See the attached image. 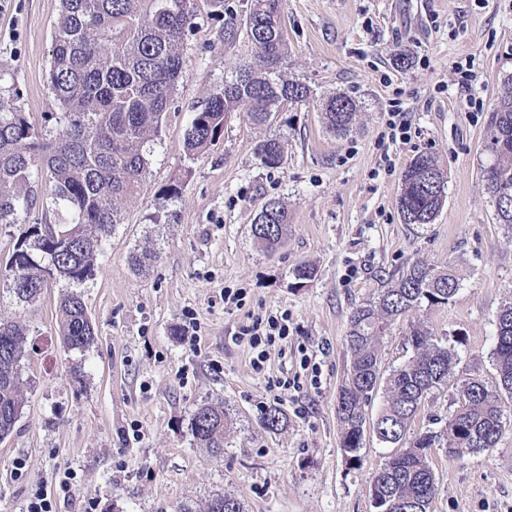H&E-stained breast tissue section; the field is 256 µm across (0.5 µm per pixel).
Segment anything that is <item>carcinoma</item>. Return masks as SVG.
<instances>
[{"label":"carcinoma","instance_id":"1","mask_svg":"<svg viewBox=\"0 0 512 512\" xmlns=\"http://www.w3.org/2000/svg\"><path fill=\"white\" fill-rule=\"evenodd\" d=\"M189 0H61L53 26L47 81L55 101L49 138L40 140L25 113L17 107V89L0 94V224H13L35 198L34 167L43 160L49 173L43 191L63 209L67 221L54 228L61 241L27 235L16 252L19 262H6L4 275L16 299L30 303L52 255L61 278L74 284L92 273L96 253L116 225L124 205L135 199L149 167L151 145L161 139L163 118L182 71V50L196 19ZM284 0H250L244 26L254 49V62L240 69L224 87L194 112L184 136L189 156L205 152L224 130L233 112L245 111L255 125L273 121L284 106L306 101L310 89L283 78L288 55L282 23ZM326 127L349 132L357 104L336 94L321 104ZM486 150L494 162L483 181L496 209L498 223L512 229V207L499 203L512 195V75L505 76L492 111ZM256 155L268 168L285 161V143L262 140ZM447 177L429 154H420L405 172L397 207L405 224H430L444 206ZM290 223L288 209L277 199L260 211L251 226L254 243L264 251L281 244ZM459 279L449 266L414 262L378 296L357 307L347 331L350 363L338 391L336 414L341 447L347 459L360 463L373 393L385 400L372 420L379 442L392 447L399 435L413 437L387 457L370 480L376 512H429L438 491L428 449L443 448L451 458L493 449L504 428V399H512V303L499 310L493 358L495 384L474 371L457 378L456 408L444 428L410 435L412 424L433 390L448 382L460 363L458 352L441 343L420 321H411L404 346L411 356L384 375L381 339L404 315L446 304ZM60 335L70 349L84 350L95 340L93 323L78 294L60 302ZM26 333L16 322L0 320V439L8 436L21 413L23 383L19 366ZM195 438L207 448L224 447L228 414L220 405L204 404L191 414ZM207 512H243L240 499L217 495Z\"/></svg>","mask_w":512,"mask_h":512}]
</instances>
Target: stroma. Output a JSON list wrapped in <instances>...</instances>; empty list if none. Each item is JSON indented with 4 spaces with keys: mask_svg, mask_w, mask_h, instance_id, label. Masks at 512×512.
Instances as JSON below:
<instances>
[{
    "mask_svg": "<svg viewBox=\"0 0 512 512\" xmlns=\"http://www.w3.org/2000/svg\"><path fill=\"white\" fill-rule=\"evenodd\" d=\"M59 10L60 0H0V86L19 91L41 136L53 128L47 72ZM284 27L283 74L306 84L309 99L266 126L232 114L192 159L183 140L194 108L251 55L244 27L227 34L199 7L143 191L103 242L92 276L75 289L50 281L30 304L0 278V319L28 333L25 404L0 440V512H25L41 487L57 512H205L224 493L240 497L244 512H374L369 478L390 449L366 434L361 465L351 467L336 417L348 320L416 261L454 267L457 295L420 316L455 346L460 369L494 380L496 316L512 301V230L498 224L483 172L491 111L512 73V0H285ZM399 53L407 67L395 65ZM468 58L475 78L464 87L455 67ZM339 93L358 106L344 136L320 112L323 98ZM395 101L412 125L404 143L383 135ZM268 138L286 144L281 167L255 154ZM422 153L447 175V199L433 223L406 224L396 200ZM270 199L287 207L290 224L266 253L251 226ZM61 219L36 194L17 223L0 224V264L33 225ZM145 251L155 258L140 271L132 259ZM302 263L317 275L298 288ZM73 289L96 334L82 351L59 333V305ZM228 290L241 292L239 305H225ZM283 312L287 339L253 369L237 335ZM190 313L201 326L194 347L182 335ZM203 404L224 406L232 419L223 449L192 434L191 413ZM270 406L286 415L276 431L262 422ZM133 426L138 436L126 438ZM429 456L439 486L430 512H512V428L493 450ZM64 471L76 474L67 493L55 484Z\"/></svg>",
    "mask_w": 512,
    "mask_h": 512,
    "instance_id": "1",
    "label": "stroma"
}]
</instances>
